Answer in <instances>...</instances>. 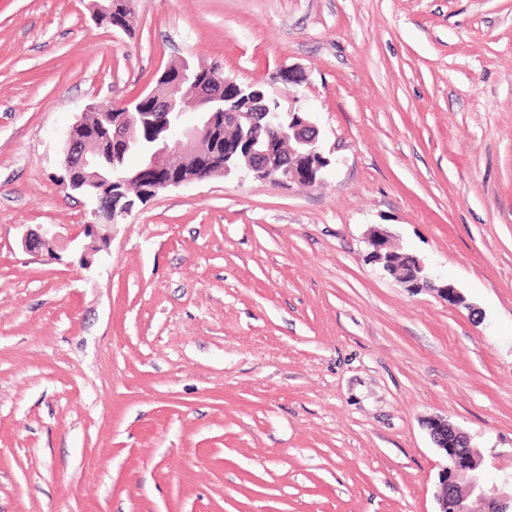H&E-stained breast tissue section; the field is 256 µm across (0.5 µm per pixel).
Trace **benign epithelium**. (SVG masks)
I'll return each instance as SVG.
<instances>
[{
	"mask_svg": "<svg viewBox=\"0 0 512 512\" xmlns=\"http://www.w3.org/2000/svg\"><path fill=\"white\" fill-rule=\"evenodd\" d=\"M96 22L112 21V0H92ZM195 71L194 63L181 60L175 70L165 69L155 86L122 104L125 112L109 122L106 139L111 150L85 136L84 119L77 120L67 133L62 184L90 198L95 207L92 216L102 210L111 214V223L120 224L132 212L135 200L128 198L126 182L114 177L119 165L112 159L115 152L137 151L141 154L139 192L154 197L170 188L214 175L241 172L257 179L283 186L291 182H318L331 164L319 142V129L308 114L268 99L264 89L242 85L228 78L214 81L195 80L188 89H178ZM282 116L279 138L288 142L297 164L286 166L270 142L257 135V128L271 124ZM149 126L148 140L137 130ZM230 126L238 131L237 144L219 156L217 131ZM189 155L195 174L168 175L167 161ZM371 258L381 269L410 291H422L431 285L424 262L415 255L400 253L391 236L382 230L372 233ZM430 438L442 454L445 464L438 473L436 512H467L466 501L484 505V512H512V496L499 491L488 481L479 450L471 438L443 418L427 422Z\"/></svg>",
	"mask_w": 512,
	"mask_h": 512,
	"instance_id": "benign-epithelium-1",
	"label": "benign epithelium"
}]
</instances>
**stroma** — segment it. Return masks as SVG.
Here are the masks:
<instances>
[{"instance_id": "stroma-1", "label": "stroma", "mask_w": 512, "mask_h": 512, "mask_svg": "<svg viewBox=\"0 0 512 512\" xmlns=\"http://www.w3.org/2000/svg\"><path fill=\"white\" fill-rule=\"evenodd\" d=\"M132 27L0 0V512H434V417L511 473L512 0H136ZM184 58L311 113L332 164L160 193L91 252L66 132ZM376 228L433 289L369 260Z\"/></svg>"}]
</instances>
